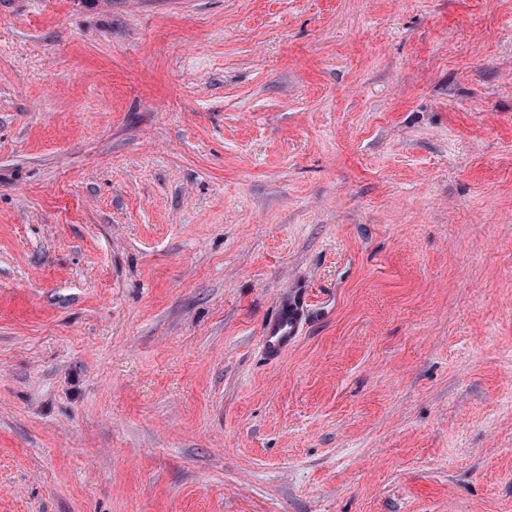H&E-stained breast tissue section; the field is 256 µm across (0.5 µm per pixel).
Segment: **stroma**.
<instances>
[{
  "mask_svg": "<svg viewBox=\"0 0 512 512\" xmlns=\"http://www.w3.org/2000/svg\"><path fill=\"white\" fill-rule=\"evenodd\" d=\"M0 512H512V0H0ZM308 314L288 299H285L278 314L270 319L264 329L260 340V348L270 359L279 358L289 347L294 345L304 326L307 324Z\"/></svg>",
  "mask_w": 512,
  "mask_h": 512,
  "instance_id": "1",
  "label": "stroma"
}]
</instances>
